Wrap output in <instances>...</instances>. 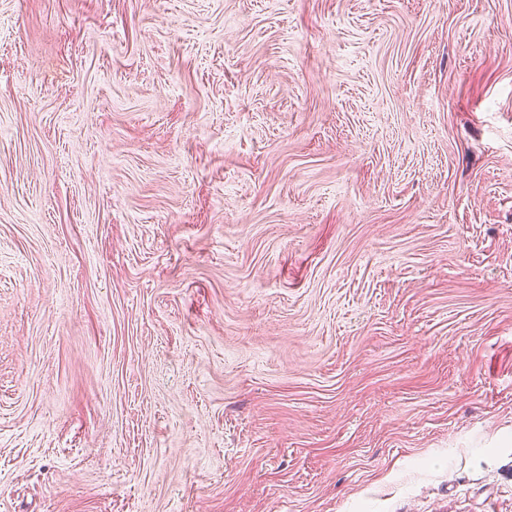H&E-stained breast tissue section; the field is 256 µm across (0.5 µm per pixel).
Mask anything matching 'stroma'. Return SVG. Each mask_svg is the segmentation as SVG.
Instances as JSON below:
<instances>
[{"label":"stroma","mask_w":512,"mask_h":512,"mask_svg":"<svg viewBox=\"0 0 512 512\" xmlns=\"http://www.w3.org/2000/svg\"><path fill=\"white\" fill-rule=\"evenodd\" d=\"M0 512H512V0H0Z\"/></svg>","instance_id":"1"}]
</instances>
